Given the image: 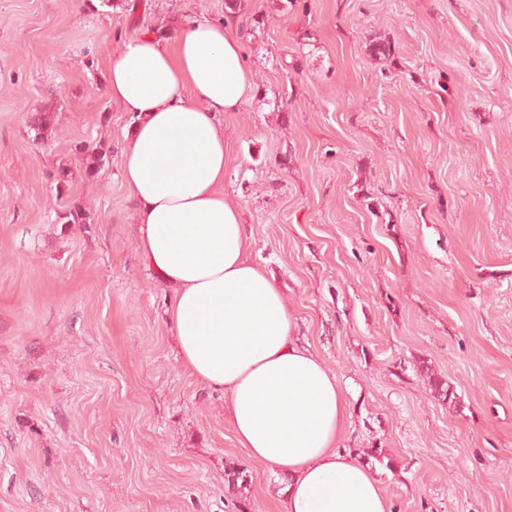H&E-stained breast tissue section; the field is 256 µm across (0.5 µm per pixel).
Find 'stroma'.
I'll use <instances>...</instances> for the list:
<instances>
[{
    "label": "stroma",
    "mask_w": 512,
    "mask_h": 512,
    "mask_svg": "<svg viewBox=\"0 0 512 512\" xmlns=\"http://www.w3.org/2000/svg\"><path fill=\"white\" fill-rule=\"evenodd\" d=\"M238 15L255 93L224 115V192L345 391L340 449L392 458L374 468L392 512H512V0ZM224 17V0H0V512H286L180 362L121 177L133 119L106 91L125 39ZM101 140L93 180L77 145ZM77 208L86 223H62Z\"/></svg>",
    "instance_id": "1"
}]
</instances>
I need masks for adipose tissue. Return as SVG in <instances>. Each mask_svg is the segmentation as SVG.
I'll use <instances>...</instances> for the list:
<instances>
[{"instance_id": "adipose-tissue-1", "label": "adipose tissue", "mask_w": 512, "mask_h": 512, "mask_svg": "<svg viewBox=\"0 0 512 512\" xmlns=\"http://www.w3.org/2000/svg\"><path fill=\"white\" fill-rule=\"evenodd\" d=\"M253 89L228 21H193L171 41L132 37L112 54L107 93L136 120L121 156L139 248L173 289L183 366L223 393L251 460L286 477L287 512H392L368 465L339 451L346 396L295 340L283 292L249 259L241 209L224 194L221 118Z\"/></svg>"}]
</instances>
